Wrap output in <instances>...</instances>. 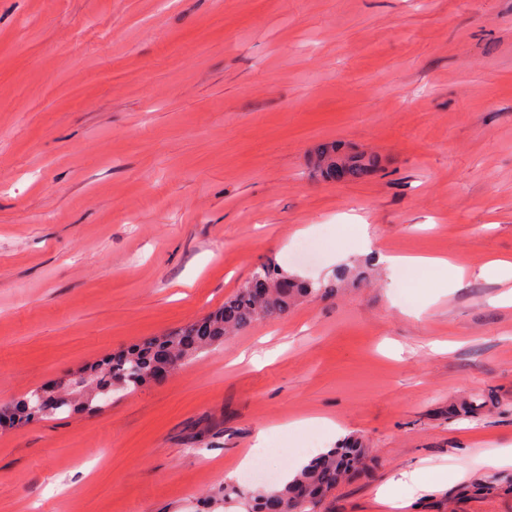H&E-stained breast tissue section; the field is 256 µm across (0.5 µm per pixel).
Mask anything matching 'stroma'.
I'll return each instance as SVG.
<instances>
[{"label": "stroma", "instance_id": "stroma-1", "mask_svg": "<svg viewBox=\"0 0 512 512\" xmlns=\"http://www.w3.org/2000/svg\"><path fill=\"white\" fill-rule=\"evenodd\" d=\"M333 142L381 170L324 179ZM380 254L465 279L407 289ZM268 260L362 278L97 411L0 427V512H240L225 472L247 454L236 486L280 484L335 447L325 417L367 460L314 512H391L377 491L435 467L464 477L404 512H512V468L483 464L512 448V304L483 275L512 262V0H0V405ZM378 260L382 263L390 266L396 267L401 264L407 262H424L428 264L431 269L434 271L435 275L443 280L458 283L461 280L462 273L461 270L449 264L448 261L444 259H422V258H412V257H398V256H390V255H378Z\"/></svg>", "mask_w": 512, "mask_h": 512}]
</instances>
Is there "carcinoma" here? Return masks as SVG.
Returning a JSON list of instances; mask_svg holds the SVG:
<instances>
[{
    "instance_id": "1",
    "label": "carcinoma",
    "mask_w": 512,
    "mask_h": 512,
    "mask_svg": "<svg viewBox=\"0 0 512 512\" xmlns=\"http://www.w3.org/2000/svg\"><path fill=\"white\" fill-rule=\"evenodd\" d=\"M320 164L331 178L357 181L370 175L378 161L372 154L346 153L335 144L322 149ZM330 292L326 286L298 280L275 263L267 262L257 267L223 306L205 317L162 336L146 338L90 365L88 379L82 383L72 377L58 386V396L39 410V417L105 405L112 401L114 388L137 389L149 383L155 362L174 360L182 366L224 343V337L245 330L260 319H277L300 301ZM363 459L364 451L355 443L322 453L292 481L247 493L249 512H311L321 496L336 488L348 472L363 465Z\"/></svg>"
}]
</instances>
